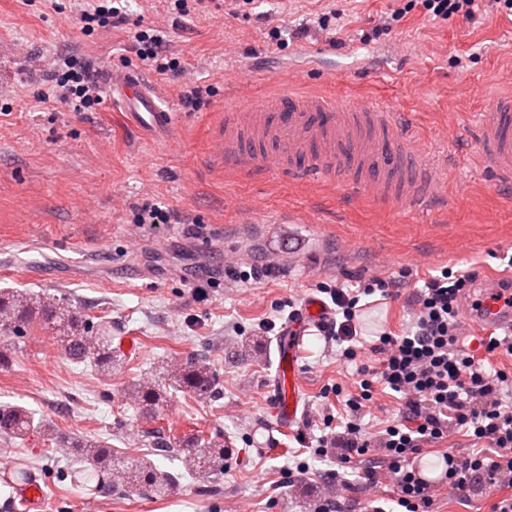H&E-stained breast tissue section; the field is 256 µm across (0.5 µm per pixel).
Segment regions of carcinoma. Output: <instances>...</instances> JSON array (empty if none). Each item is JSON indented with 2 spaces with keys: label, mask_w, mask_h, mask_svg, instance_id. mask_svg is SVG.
Instances as JSON below:
<instances>
[{
  "label": "carcinoma",
  "mask_w": 512,
  "mask_h": 512,
  "mask_svg": "<svg viewBox=\"0 0 512 512\" xmlns=\"http://www.w3.org/2000/svg\"><path fill=\"white\" fill-rule=\"evenodd\" d=\"M37 319L45 324H63L60 350L68 361L90 365L105 375H112L116 366L112 355V322H89L63 297L49 296L33 301L21 292L4 290L0 291L1 369L11 364L8 337L25 335ZM161 370L168 387L174 390L187 391L202 399L213 392V377L202 360L167 361ZM129 393L151 416L163 400L166 389L141 381L130 385ZM37 430L49 436L55 432L46 421H34V413L26 407L0 404V436L22 441ZM148 434L156 439L160 451L175 454L184 469L202 482L216 478L229 454V449L206 438L201 430L191 429L176 436L156 427ZM68 449L80 467L70 469L66 475L70 476L71 483L89 491L104 487L106 479L116 470L127 474V488L131 494L146 489L157 497H164L176 480L175 474L159 468L145 455L126 459L114 456L112 447L104 440L79 438L69 442Z\"/></svg>",
  "instance_id": "cac0c4a2"
}]
</instances>
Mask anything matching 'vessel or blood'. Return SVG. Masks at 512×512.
<instances>
[{
    "instance_id": "1",
    "label": "vessel or blood",
    "mask_w": 512,
    "mask_h": 512,
    "mask_svg": "<svg viewBox=\"0 0 512 512\" xmlns=\"http://www.w3.org/2000/svg\"><path fill=\"white\" fill-rule=\"evenodd\" d=\"M111 86L130 121L155 129L170 126V115L158 105L147 81L136 71L112 75ZM479 152L476 162L501 185H512V84L479 112L471 127ZM275 145L260 159L274 169L298 177L332 178L334 171L352 170L350 186L376 196L391 195L412 207L439 201L446 194L434 165L425 163L427 143L402 113L385 103L353 106L320 93L277 92L270 104L242 101L213 129L211 154L222 163L249 162V142ZM478 326L512 328V289L500 281L478 288ZM328 311L311 298L282 338L279 373L270 407L278 425H292L300 406L299 347L308 329ZM26 512H43L45 493L38 481L19 492Z\"/></svg>"
}]
</instances>
